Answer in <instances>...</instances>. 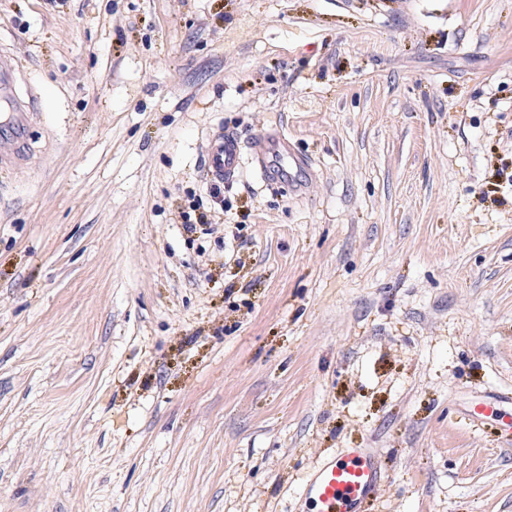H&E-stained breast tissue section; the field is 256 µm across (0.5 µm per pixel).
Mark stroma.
Masks as SVG:
<instances>
[{
	"mask_svg": "<svg viewBox=\"0 0 512 512\" xmlns=\"http://www.w3.org/2000/svg\"><path fill=\"white\" fill-rule=\"evenodd\" d=\"M0 54V512H313L347 448L512 512V0H0ZM227 129L311 169L212 198Z\"/></svg>",
	"mask_w": 512,
	"mask_h": 512,
	"instance_id": "obj_1",
	"label": "stroma"
}]
</instances>
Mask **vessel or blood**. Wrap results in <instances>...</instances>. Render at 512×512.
Masks as SVG:
<instances>
[{"instance_id": "obj_1", "label": "vessel or blood", "mask_w": 512, "mask_h": 512, "mask_svg": "<svg viewBox=\"0 0 512 512\" xmlns=\"http://www.w3.org/2000/svg\"><path fill=\"white\" fill-rule=\"evenodd\" d=\"M243 145L233 131H225L207 153L211 176L232 180L250 158L264 178L278 180L279 158L289 156L286 137L257 134L250 145V154H243ZM383 472L375 457L365 448H349L340 456L324 462L306 485V496L316 512H366V506L376 494Z\"/></svg>"}]
</instances>
